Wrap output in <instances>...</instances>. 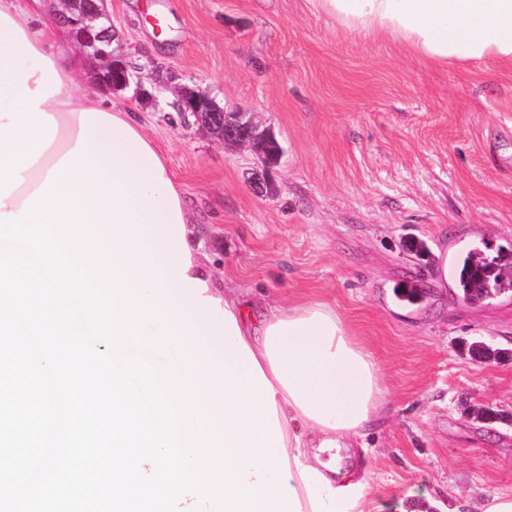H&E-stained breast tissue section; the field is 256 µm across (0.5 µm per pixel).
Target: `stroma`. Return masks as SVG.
I'll list each match as a JSON object with an SVG mask.
<instances>
[{"label":"stroma","instance_id":"stroma-1","mask_svg":"<svg viewBox=\"0 0 512 512\" xmlns=\"http://www.w3.org/2000/svg\"><path fill=\"white\" fill-rule=\"evenodd\" d=\"M111 11L115 51L152 61L162 86L152 107L129 89L113 97L166 158L218 278L255 306L327 302L379 363L375 512L429 497L478 512L512 492V293L471 303L455 288L469 249L512 254V65H441L347 32L310 0H112ZM177 84L270 129L284 153L264 192L250 151L173 109ZM475 337L507 358L473 360L461 344ZM482 405L510 421L477 420Z\"/></svg>","mask_w":512,"mask_h":512}]
</instances>
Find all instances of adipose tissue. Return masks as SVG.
I'll use <instances>...</instances> for the list:
<instances>
[{"mask_svg":"<svg viewBox=\"0 0 512 512\" xmlns=\"http://www.w3.org/2000/svg\"><path fill=\"white\" fill-rule=\"evenodd\" d=\"M350 32L403 40L439 62L512 63V0H312ZM82 57L38 0H0V213H20L64 164L60 189L91 209L132 290L154 294L199 363L262 512H373L356 464L385 400L381 371L322 302L245 304L208 268L185 200L132 111L80 88Z\"/></svg>","mask_w":512,"mask_h":512,"instance_id":"ef3b65f1","label":"adipose tissue"}]
</instances>
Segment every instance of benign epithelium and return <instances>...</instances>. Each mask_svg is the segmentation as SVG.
Instances as JSON below:
<instances>
[{
	"mask_svg": "<svg viewBox=\"0 0 512 512\" xmlns=\"http://www.w3.org/2000/svg\"><path fill=\"white\" fill-rule=\"evenodd\" d=\"M53 16L67 26L80 52L91 59L97 68L101 87L118 91L134 87L135 96L145 103L157 104L155 86H147L151 77L147 64L127 60L114 53L112 15L108 0H52ZM174 104L185 115L195 118V124L207 131L217 130L226 144L247 149L263 158L261 144L269 131L261 128L253 115L228 112L197 85H177L172 88Z\"/></svg>",
	"mask_w": 512,
	"mask_h": 512,
	"instance_id": "7a95c632",
	"label": "benign epithelium"
}]
</instances>
